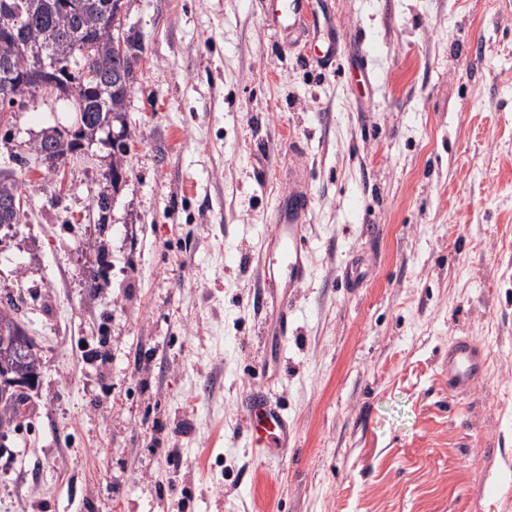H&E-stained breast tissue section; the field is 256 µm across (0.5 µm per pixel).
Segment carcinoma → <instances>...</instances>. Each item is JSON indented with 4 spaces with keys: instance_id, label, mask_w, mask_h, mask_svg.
<instances>
[{
    "instance_id": "obj_1",
    "label": "carcinoma",
    "mask_w": 512,
    "mask_h": 512,
    "mask_svg": "<svg viewBox=\"0 0 512 512\" xmlns=\"http://www.w3.org/2000/svg\"><path fill=\"white\" fill-rule=\"evenodd\" d=\"M108 0H0V17L17 16L20 29L3 34L0 32V68L8 66L29 44H40L56 54L61 67L46 74L31 75L27 83L33 91L20 90L17 96H31L43 88L60 92L64 86L78 79L81 70L96 73L98 80L87 85L82 98L77 128H51V134L34 148L51 147L48 161L55 166L66 162L89 133L104 132L111 125L119 124L118 133H127L125 116L128 98L126 89L118 85L121 76L131 68L133 58L120 50L117 38L109 27L105 3ZM96 45L88 55L82 53L80 44ZM17 181L6 182L0 178V224H6L20 215L11 210V195L20 190ZM11 302L0 308V332L21 337L27 345L26 364L37 363L33 344L24 329L10 315Z\"/></svg>"
}]
</instances>
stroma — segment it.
Returning <instances> with one entry per match:
<instances>
[{"label":"stroma","mask_w":512,"mask_h":512,"mask_svg":"<svg viewBox=\"0 0 512 512\" xmlns=\"http://www.w3.org/2000/svg\"><path fill=\"white\" fill-rule=\"evenodd\" d=\"M325 2L328 68L264 0H128L117 186L102 134L62 175L37 161L76 119L56 92L7 106L0 301L40 375L0 426V512H512V0ZM291 166L312 277L283 343L254 297ZM461 336L487 354L465 394ZM258 388L287 447L246 441ZM25 184L19 181H11L6 182L0 177V224H10L9 222L13 220L15 217L16 220L13 224H17L20 221V212L18 214H14L11 210V201L12 208H16L15 199H11V195L15 193L17 197V191L21 190L22 185ZM484 350L469 337L462 336L448 347V387L466 393L484 376Z\"/></svg>","instance_id":"1"}]
</instances>
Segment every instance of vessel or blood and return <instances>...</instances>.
<instances>
[{"label":"vessel or blood","mask_w":512,"mask_h":512,"mask_svg":"<svg viewBox=\"0 0 512 512\" xmlns=\"http://www.w3.org/2000/svg\"><path fill=\"white\" fill-rule=\"evenodd\" d=\"M266 16L283 38L317 36L330 33L332 20L323 12L318 0H265ZM289 188L278 198L274 225L264 241L261 268L267 282L280 284L281 290L271 300L277 333L287 336L295 288L311 276L307 216L312 196L300 169L288 174ZM486 356L483 349L468 337L458 338L448 348V386L465 393L484 376ZM243 406L252 423L247 436L253 447L282 448L288 444V418L271 396L262 390L246 394Z\"/></svg>","instance_id":"b4317fda"}]
</instances>
